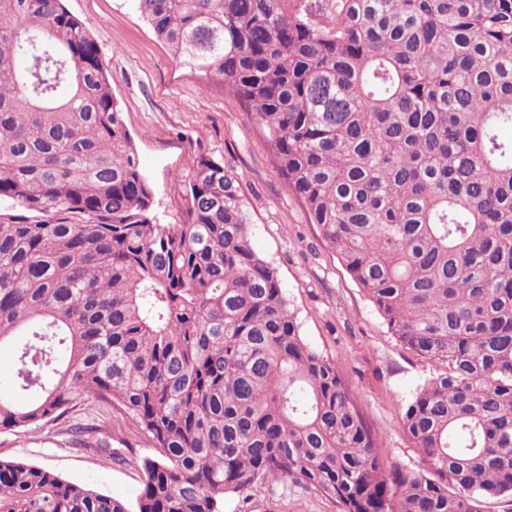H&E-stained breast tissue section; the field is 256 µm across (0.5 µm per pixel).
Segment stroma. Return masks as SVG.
<instances>
[{
	"label": "stroma",
	"mask_w": 512,
	"mask_h": 512,
	"mask_svg": "<svg viewBox=\"0 0 512 512\" xmlns=\"http://www.w3.org/2000/svg\"><path fill=\"white\" fill-rule=\"evenodd\" d=\"M90 28L104 57L112 93L154 191L159 223L183 221L181 178L202 155L238 174L248 201L250 240L278 270L300 332L333 360L389 462L415 466L402 408L431 375L430 364L401 346L373 304L310 224L301 201L277 173L254 112L223 82L180 66L140 17L135 0H65ZM95 425L111 435L114 458L74 445L68 429ZM148 439L120 410L76 409L25 433L0 432V458L45 466L61 477L134 503L142 487ZM223 512H340L311 487L265 481L224 497Z\"/></svg>",
	"instance_id": "stroma-1"
}]
</instances>
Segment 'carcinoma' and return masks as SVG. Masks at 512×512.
<instances>
[{
    "label": "carcinoma",
    "instance_id": "cac0c4a2",
    "mask_svg": "<svg viewBox=\"0 0 512 512\" xmlns=\"http://www.w3.org/2000/svg\"><path fill=\"white\" fill-rule=\"evenodd\" d=\"M255 113L286 188L435 370L387 462L200 156L160 224L100 49L64 0H0V430L121 407L156 455L134 504L0 460V512H223L291 479L340 512L512 498V0H136ZM74 442L108 457L96 428Z\"/></svg>",
    "mask_w": 512,
    "mask_h": 512
}]
</instances>
